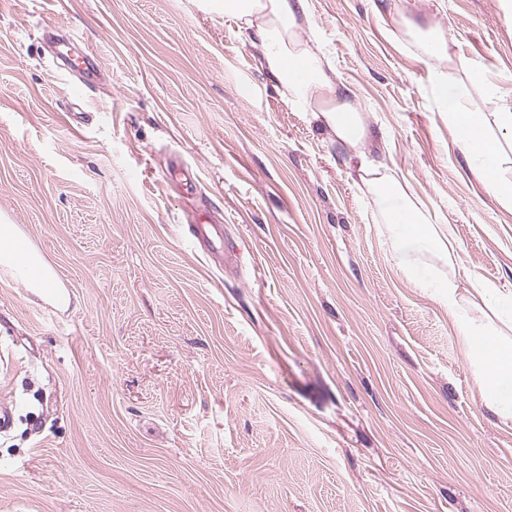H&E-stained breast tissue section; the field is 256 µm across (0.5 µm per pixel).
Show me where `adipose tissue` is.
Wrapping results in <instances>:
<instances>
[{
    "label": "adipose tissue",
    "instance_id": "adipose-tissue-1",
    "mask_svg": "<svg viewBox=\"0 0 512 512\" xmlns=\"http://www.w3.org/2000/svg\"><path fill=\"white\" fill-rule=\"evenodd\" d=\"M223 6L225 15L239 21L243 36L261 39L262 64L280 82L289 102L311 113L339 146L355 153L361 184L388 224L396 251H423L451 267V274L438 280L437 297L447 306L467 351L482 400L502 424L511 425L512 295L498 296L495 289L476 280L461 287L464 267L447 225L430 223L395 170L364 154L362 146L370 130L362 113L342 100L318 42L299 36L309 20L306 0H223ZM416 46L431 68L434 98L447 112L457 144L479 164V173L498 202L512 209V169L497 164L502 146L488 133L492 126L512 131V110L487 113L472 107V88L488 95L493 88L480 70H470L464 83L441 70V63L451 57L450 42L441 31L420 32ZM0 267L20 275L40 298L53 297L59 288L43 257L19 241L10 224L0 225Z\"/></svg>",
    "mask_w": 512,
    "mask_h": 512
}]
</instances>
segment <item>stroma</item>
<instances>
[{
  "label": "stroma",
  "instance_id": "stroma-1",
  "mask_svg": "<svg viewBox=\"0 0 512 512\" xmlns=\"http://www.w3.org/2000/svg\"><path fill=\"white\" fill-rule=\"evenodd\" d=\"M310 35L466 269L512 289V211L438 111L412 27L512 108V0H307ZM97 52L84 99L46 30ZM220 0H0V224L72 296L0 269V512H512V426L434 288ZM253 97H242L240 84ZM198 176L185 199L171 158ZM209 209L231 270L185 229Z\"/></svg>",
  "mask_w": 512,
  "mask_h": 512
}]
</instances>
